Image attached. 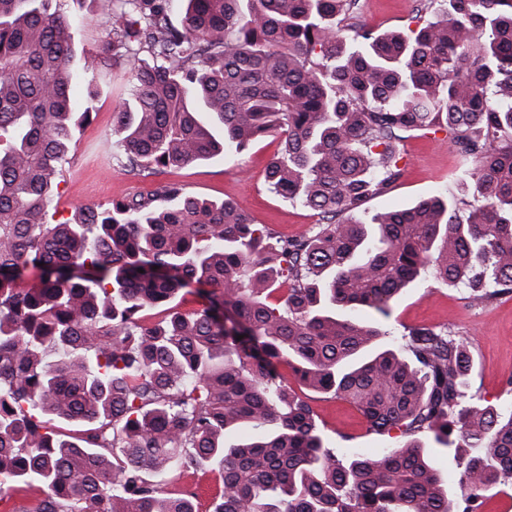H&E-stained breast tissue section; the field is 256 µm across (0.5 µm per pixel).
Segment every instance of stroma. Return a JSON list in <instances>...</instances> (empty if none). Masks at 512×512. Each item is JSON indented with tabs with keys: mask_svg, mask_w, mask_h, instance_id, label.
<instances>
[{
	"mask_svg": "<svg viewBox=\"0 0 512 512\" xmlns=\"http://www.w3.org/2000/svg\"><path fill=\"white\" fill-rule=\"evenodd\" d=\"M421 0H359L358 17L383 32L403 27L420 8ZM65 10L78 17L73 35L77 49L101 46L109 29L94 17L92 0H64ZM99 94L89 121L75 133L58 191L50 206L56 219L69 218L77 205H108L112 200L146 194L167 183H177L194 195L229 200L243 209L254 223L288 235L306 234L318 224L315 211L271 193L265 169L277 150L276 138H265L249 149L207 162L144 176L125 167L121 150L112 136V115L128 97L126 68L116 67L96 79ZM402 178L384 193L367 201L368 213L408 208L419 199L443 194L457 201L471 199L457 176L463 167L460 156L443 134H415L401 145ZM362 319L379 321L390 335L400 336L414 327L448 332L466 342L474 369L469 394L499 409L512 408V294L486 302L472 301L467 290L434 280L411 285L393 302L389 318L378 319L365 310ZM300 396L315 413L327 443L336 448H356L369 457L401 442L400 433L369 432L363 416L348 402L330 395L300 389ZM222 486L219 471L186 470L168 480L172 495L194 493L201 512H211Z\"/></svg>",
	"mask_w": 512,
	"mask_h": 512,
	"instance_id": "obj_1",
	"label": "stroma"
}]
</instances>
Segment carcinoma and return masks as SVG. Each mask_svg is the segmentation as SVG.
I'll return each instance as SVG.
<instances>
[{
  "label": "carcinoma",
  "instance_id": "obj_1",
  "mask_svg": "<svg viewBox=\"0 0 512 512\" xmlns=\"http://www.w3.org/2000/svg\"><path fill=\"white\" fill-rule=\"evenodd\" d=\"M53 2L0 0V486H42L32 512H193L164 482L216 465L213 512H478L512 472V410L467 396L463 341H386L344 312L387 318L425 273L475 302L512 293V0H429L431 19L382 33L359 0H182L178 24L172 0H97L110 39L82 72L128 67L112 123L126 166L276 135L269 188L321 217L298 238L177 184L48 223L96 99L72 108L74 22ZM416 132L467 164L468 214L433 195L346 218L402 177ZM192 287L203 308L143 322ZM282 365L407 440L377 458L331 447ZM420 434L466 449L460 497Z\"/></svg>",
  "mask_w": 512,
  "mask_h": 512
}]
</instances>
